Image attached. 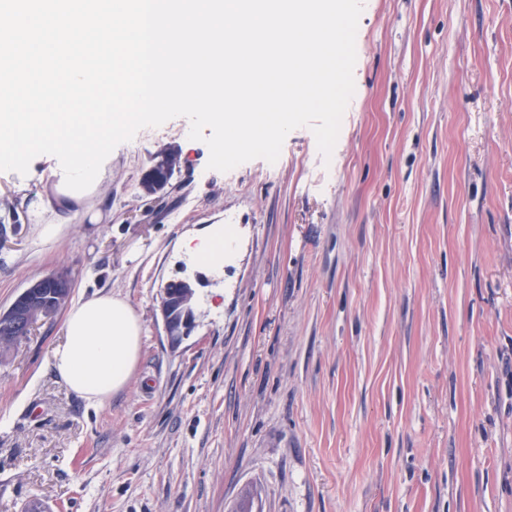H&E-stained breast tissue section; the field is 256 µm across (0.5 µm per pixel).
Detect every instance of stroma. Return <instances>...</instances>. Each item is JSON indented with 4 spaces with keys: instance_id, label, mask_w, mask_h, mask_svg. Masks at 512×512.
Returning a JSON list of instances; mask_svg holds the SVG:
<instances>
[{
    "instance_id": "35a3bbf8",
    "label": "stroma",
    "mask_w": 512,
    "mask_h": 512,
    "mask_svg": "<svg viewBox=\"0 0 512 512\" xmlns=\"http://www.w3.org/2000/svg\"><path fill=\"white\" fill-rule=\"evenodd\" d=\"M356 54L328 159L300 127L211 170L177 117L118 145L51 242L59 161L0 172V311L65 269L71 301L143 326L100 404L47 364L63 315L0 352V512H512V0H363ZM220 225L216 272L183 243ZM185 276L174 350L159 298ZM180 157L179 153L176 150H170L165 153L160 160H158L153 169L160 175L159 178H154L150 176H146L141 181V185L143 189L147 193H157L165 188L169 179H165V172L170 173V176L173 175L174 170L179 165ZM176 284L178 288H171ZM196 289L189 278L171 280L162 289L160 314L171 349H177L196 327Z\"/></svg>"
}]
</instances>
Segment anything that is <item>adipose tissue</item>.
I'll list each match as a JSON object with an SVG mask.
<instances>
[{
  "instance_id": "adipose-tissue-1",
  "label": "adipose tissue",
  "mask_w": 512,
  "mask_h": 512,
  "mask_svg": "<svg viewBox=\"0 0 512 512\" xmlns=\"http://www.w3.org/2000/svg\"><path fill=\"white\" fill-rule=\"evenodd\" d=\"M64 332L48 365L70 390L97 403L127 387L140 354L142 325L125 299L101 295L79 302L67 314Z\"/></svg>"
}]
</instances>
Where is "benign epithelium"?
<instances>
[{
    "label": "benign epithelium",
    "instance_id": "1",
    "mask_svg": "<svg viewBox=\"0 0 512 512\" xmlns=\"http://www.w3.org/2000/svg\"><path fill=\"white\" fill-rule=\"evenodd\" d=\"M72 280L62 270L51 271L31 282L0 314V326L26 334L41 319L49 318L70 294ZM196 289L186 277L169 281L162 289L160 314L168 344L177 349L196 327Z\"/></svg>",
    "mask_w": 512,
    "mask_h": 512
}]
</instances>
